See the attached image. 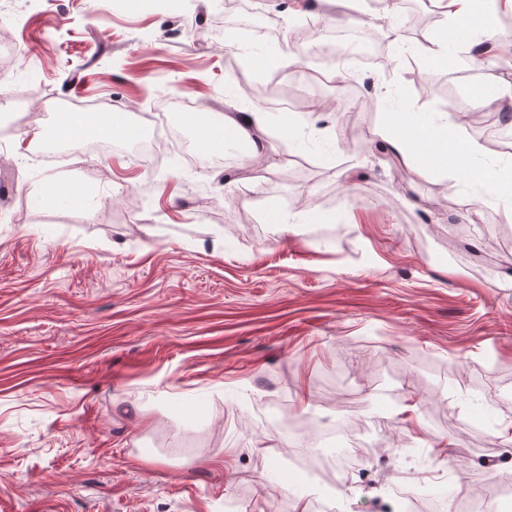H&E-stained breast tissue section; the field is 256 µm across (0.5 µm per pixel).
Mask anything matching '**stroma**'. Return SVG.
<instances>
[{
  "label": "stroma",
  "mask_w": 512,
  "mask_h": 512,
  "mask_svg": "<svg viewBox=\"0 0 512 512\" xmlns=\"http://www.w3.org/2000/svg\"><path fill=\"white\" fill-rule=\"evenodd\" d=\"M245 2L279 20L245 70L261 84L297 28L348 26L328 0ZM403 2L425 30L373 21L367 2L358 15L395 66L355 70L351 142L325 109L345 86L331 76L309 98L301 75L289 110L263 109L255 159L194 167L176 141L143 168L69 150L52 112L0 146V512H385L398 493L403 512H456L492 490L512 512V405H498L512 393V212L477 184L405 166L378 136L394 113L445 112L456 70L416 45L443 34L465 49L423 0ZM238 17L224 0L150 12L0 0L22 49L0 97L239 116L253 104L226 82L224 49L256 35ZM480 69L448 140L512 172V153L485 148L468 117L512 100V54ZM67 182L80 199L38 202ZM287 215L302 227L278 234ZM339 226L331 243L314 236ZM284 412L320 427L351 418L363 445L345 464L325 445V467L303 468L268 428ZM431 488L450 491L440 509Z\"/></svg>",
  "instance_id": "stroma-1"
}]
</instances>
